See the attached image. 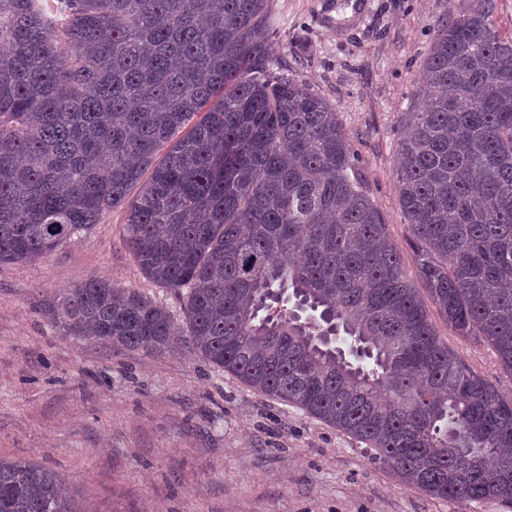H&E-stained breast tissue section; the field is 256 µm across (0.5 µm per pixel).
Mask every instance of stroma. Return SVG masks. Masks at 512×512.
I'll return each instance as SVG.
<instances>
[{
    "label": "stroma",
    "instance_id": "stroma-1",
    "mask_svg": "<svg viewBox=\"0 0 512 512\" xmlns=\"http://www.w3.org/2000/svg\"><path fill=\"white\" fill-rule=\"evenodd\" d=\"M473 0H267L272 69L338 112L359 178L392 242L412 234L396 175L400 117L417 106L421 65L441 25ZM115 209L88 234L32 265L0 264V457L64 474L82 512H512L403 484L372 450L180 348L107 350L61 335L44 311L97 277L181 315L147 280ZM435 325L500 393L512 373L483 342Z\"/></svg>",
    "mask_w": 512,
    "mask_h": 512
}]
</instances>
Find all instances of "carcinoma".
Listing matches in <instances>:
<instances>
[{
  "label": "carcinoma",
  "mask_w": 512,
  "mask_h": 512,
  "mask_svg": "<svg viewBox=\"0 0 512 512\" xmlns=\"http://www.w3.org/2000/svg\"><path fill=\"white\" fill-rule=\"evenodd\" d=\"M267 0H0V264L125 209L136 288L48 306L104 348L189 347L376 450L408 486L512 503V399L448 348L433 304L512 372V40L495 0L436 33L398 143L410 279L338 112L270 70ZM135 195H130L132 189ZM64 476L0 459V512H77ZM492 22L501 39H512V0H495Z\"/></svg>",
  "instance_id": "1"
}]
</instances>
